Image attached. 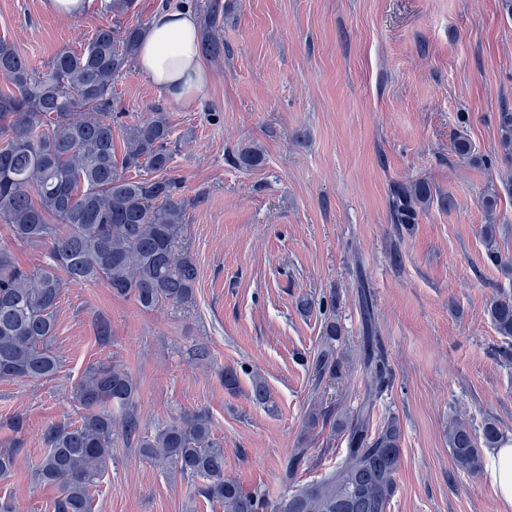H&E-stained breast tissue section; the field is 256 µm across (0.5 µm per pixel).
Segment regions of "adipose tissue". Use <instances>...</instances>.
<instances>
[{
  "mask_svg": "<svg viewBox=\"0 0 512 512\" xmlns=\"http://www.w3.org/2000/svg\"><path fill=\"white\" fill-rule=\"evenodd\" d=\"M190 10H157L140 40L136 66L160 95L186 106L208 83Z\"/></svg>",
  "mask_w": 512,
  "mask_h": 512,
  "instance_id": "ef3b65f1",
  "label": "adipose tissue"
}]
</instances>
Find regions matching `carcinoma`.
Segmentation results:
<instances>
[{
	"instance_id": "1",
	"label": "carcinoma",
	"mask_w": 512,
	"mask_h": 512,
	"mask_svg": "<svg viewBox=\"0 0 512 512\" xmlns=\"http://www.w3.org/2000/svg\"><path fill=\"white\" fill-rule=\"evenodd\" d=\"M202 25L199 52L223 57L220 0L202 7ZM144 28L119 21L101 26L83 50L59 52L42 72L33 70L13 43L0 39V79L6 83L0 89V221L18 244L48 248V263L36 269L21 266L0 248V380H49L57 373L60 360L49 341L65 279L103 281L113 295L131 298L146 311L195 300L197 264L178 247L187 229L188 204L179 180L170 175L172 128L166 113L151 112L126 125L123 154L116 156L114 147L112 84L133 63ZM497 132L500 155L512 161V112L498 113ZM453 149L474 165L482 162L464 132ZM238 162L253 168L263 155L245 148ZM132 168L146 170L147 176H126ZM432 198L427 182L393 185L392 223H416ZM483 239L487 260L512 275V258L499 251L494 225H485ZM362 305L367 395L356 409L338 412L332 420L313 404L302 434L308 440L319 422L332 421V428L347 437L341 465L302 483L294 478L300 458L293 459L283 476L287 491L271 502L224 474V448L206 414H183L140 434L136 381L123 367L99 361L73 388L72 399L83 409L79 424L53 425L45 434L47 448L36 478L58 489L54 512H90V491L112 460L116 430L128 439L137 437L149 461L205 480L203 494L223 504L224 512H388L401 464L402 424L394 413L373 421L392 369L376 335L367 288ZM488 315L497 333L512 339V293L493 298ZM338 334L335 321L325 322L312 360L320 377L336 368ZM250 398L268 404L263 380L253 381ZM503 439L492 419L479 430L457 420L448 427V448L458 466L474 475L484 468V449L500 447Z\"/></svg>"
}]
</instances>
